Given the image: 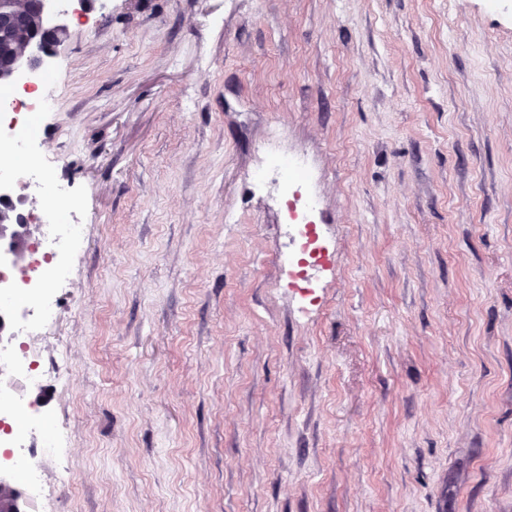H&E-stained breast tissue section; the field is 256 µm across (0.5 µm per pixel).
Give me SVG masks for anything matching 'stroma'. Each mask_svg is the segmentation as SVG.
<instances>
[{
  "label": "stroma",
  "instance_id": "1",
  "mask_svg": "<svg viewBox=\"0 0 512 512\" xmlns=\"http://www.w3.org/2000/svg\"><path fill=\"white\" fill-rule=\"evenodd\" d=\"M33 152L80 200L0 368L27 512H512V0H86ZM277 153L324 257L294 274ZM72 482L63 483V471ZM14 351L8 347H0V362H12L17 370L23 372L29 379L35 381L38 385L43 386L44 367L36 359L25 356L20 362L13 361ZM1 420L9 425V431L1 427ZM36 429L41 432V448H59L56 426L51 420L37 419L35 412L28 411L21 400L0 395V465L2 461L12 463L23 472L28 485H36L41 477L38 469L27 467L28 457H33L36 448H28V457L15 456L10 448H16L28 437L34 439Z\"/></svg>",
  "mask_w": 512,
  "mask_h": 512
}]
</instances>
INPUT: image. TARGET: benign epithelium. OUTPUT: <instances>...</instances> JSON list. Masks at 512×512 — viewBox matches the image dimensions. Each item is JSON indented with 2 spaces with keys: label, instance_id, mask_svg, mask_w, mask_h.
I'll return each instance as SVG.
<instances>
[{
  "label": "benign epithelium",
  "instance_id": "7a95c632",
  "mask_svg": "<svg viewBox=\"0 0 512 512\" xmlns=\"http://www.w3.org/2000/svg\"><path fill=\"white\" fill-rule=\"evenodd\" d=\"M59 2L31 0L30 10L20 7V0H0V42L12 44L8 58L0 60V84L14 82L23 71H44L56 48L66 42L69 29L60 20L66 11ZM24 224L7 188L0 186V239H10L3 260L15 262L24 250L26 240L15 230V226ZM0 512H26L20 492L1 479Z\"/></svg>",
  "mask_w": 512,
  "mask_h": 512
}]
</instances>
